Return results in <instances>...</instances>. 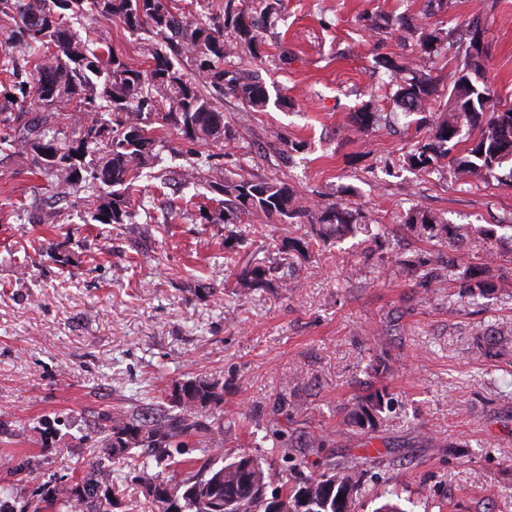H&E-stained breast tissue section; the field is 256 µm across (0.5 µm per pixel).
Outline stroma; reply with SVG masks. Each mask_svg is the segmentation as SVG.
<instances>
[{
	"mask_svg": "<svg viewBox=\"0 0 512 512\" xmlns=\"http://www.w3.org/2000/svg\"><path fill=\"white\" fill-rule=\"evenodd\" d=\"M257 55L225 58L259 69L264 111L220 98L235 138L233 172L277 174L311 207L336 202L360 232L303 259L288 241L308 222L227 224L213 193L193 201L141 181L167 223L99 224L55 197L24 149L0 153V512H20L40 483L80 477L96 459L88 437L104 414L168 402L176 385L208 376L224 397V437L261 458L271 487L286 465L266 438L280 394L302 409L299 432L335 433L326 448H293L305 473L347 463L362 486L353 512H374L385 492L404 512H512V239L486 258L474 227L512 224V187L429 176L404 161L425 136L419 114L398 113L384 60L440 80L464 55V32L487 21V81L512 102V0H273ZM146 69L147 32L93 11L72 20ZM447 34L438 54L414 53L411 26ZM375 122L361 131L354 113ZM295 150H286V142ZM422 208L450 224V243L407 227ZM445 253L487 264L496 287L472 298L459 282L424 291L407 260ZM273 271L236 291V266ZM388 393L375 429L348 423L366 395Z\"/></svg>",
	"mask_w": 512,
	"mask_h": 512,
	"instance_id": "1",
	"label": "stroma"
}]
</instances>
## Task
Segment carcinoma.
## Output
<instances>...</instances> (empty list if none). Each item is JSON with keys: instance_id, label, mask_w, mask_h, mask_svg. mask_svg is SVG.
Wrapping results in <instances>:
<instances>
[{"instance_id": "1", "label": "carcinoma", "mask_w": 512, "mask_h": 512, "mask_svg": "<svg viewBox=\"0 0 512 512\" xmlns=\"http://www.w3.org/2000/svg\"><path fill=\"white\" fill-rule=\"evenodd\" d=\"M96 10L120 19L132 33L145 30L154 36L143 46L151 60L147 70L133 68L101 39H81L67 25L63 11L78 17ZM0 29L7 33L0 70L10 75L0 91V152L23 143L34 152L32 163L57 194L82 193L80 200L99 224H123L137 212L130 210L129 195L143 170L161 162L162 124L187 143L179 151L183 164L179 178L188 188L201 180L224 196V223L252 224L276 218L281 222L305 217L319 225L318 232L291 243L292 251L305 258L328 239L358 231L352 215L334 203L313 211L288 184L277 177L224 175V153L202 152L195 145L204 141L217 147L231 139L224 113L203 89L227 88L243 104L262 109L269 101L265 84L244 74L224 80V57L238 51L256 54L255 20L244 14L234 0H226L224 22L186 23L175 15L168 0H48L31 13L22 0H0ZM469 45L462 66L448 73V109L427 124L424 143L406 154L407 164L422 174H431L448 160V168L462 179L493 178L512 185V104L495 98L484 81L487 45L484 29L469 28ZM193 59V70L181 63ZM438 92L437 78L414 73L403 80L396 104L408 112H424ZM73 104L83 114L77 129L69 132L56 122L59 105ZM37 105L49 114L31 115ZM465 146H460V143ZM91 162H85L87 156ZM405 224L441 237L451 226L426 212H412ZM453 260L436 265L419 262L414 268L420 283L437 288L455 273ZM268 272L264 266H249L238 275V285L251 288ZM457 274V273H455ZM472 296H481L489 282L476 280L465 268L457 274ZM224 398L218 383L192 378L176 386L168 406L151 415L123 411L105 418L92 447L100 449L109 464L92 462L81 478L66 483H43L27 505V512H112L124 493L125 478L110 461L128 466L134 481L145 489L150 508L162 512L168 490L179 491L181 512H269V502L260 493L266 486L262 463L242 454L219 466L210 458L223 456ZM384 407V395L376 392L358 402L352 411L357 423L372 424ZM294 400L284 396L272 431V448L296 471L286 449L295 447L290 432ZM196 438L205 461L175 459ZM185 473L178 482L167 475L171 465ZM335 484L349 490L346 512H351L361 478L339 464L298 484L284 483L286 495L280 512H297L299 499L311 497L310 512H340L336 499L325 488Z\"/></svg>"}]
</instances>
